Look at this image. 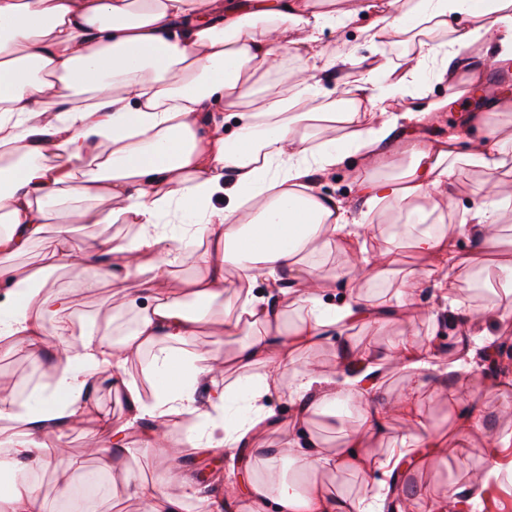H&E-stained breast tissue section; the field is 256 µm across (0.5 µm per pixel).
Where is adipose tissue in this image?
Returning a JSON list of instances; mask_svg holds the SVG:
<instances>
[{"instance_id":"1","label":"adipose tissue","mask_w":512,"mask_h":512,"mask_svg":"<svg viewBox=\"0 0 512 512\" xmlns=\"http://www.w3.org/2000/svg\"><path fill=\"white\" fill-rule=\"evenodd\" d=\"M370 14L372 35L390 29L420 38L408 73L426 79L429 65L455 69L460 47L484 41L489 58H512V0H409L406 10L390 14L374 0H347L343 9L308 11L307 0H0V339L21 340L33 361L48 346L46 319H53L63 340L49 384L34 403L0 399V420L20 419L22 441L7 450L21 479L0 497V512H46L45 502L23 475L34 466L79 473L83 461L65 454L54 429L78 416L94 380L112 382L142 417L202 416L192 393L205 375L200 358L181 354L180 346L201 333L232 338L241 327L252 336L234 356L236 362H263L268 372L247 382L250 402L244 414L225 415L226 393L215 394L212 415L190 440L214 448L238 443L270 425L261 402L281 392L291 376L297 392L310 393L303 410L327 416L338 433L339 449L323 455L314 438L302 446L285 441L270 459L272 467L292 468L295 479L249 476L245 488H224L226 505L245 494L275 512H364L344 493L325 495L314 473L325 467L358 466L359 448L370 431H382L391 411L407 417L408 429L397 455L376 464L393 471L415 448H440L415 406L420 385L431 383L437 353L430 346L401 340L361 355L365 372L340 381L321 378L300 364L299 347H312L335 325L380 319L384 309L362 292L364 273L382 276L397 257H368L348 207L321 195L313 177L345 165L355 156L386 168L383 177L353 178L367 210L383 202L407 214L410 248L430 260L429 267L407 269L400 307L416 304L419 289H432L465 326L507 324L512 317L496 306L474 312L456 296L457 240L471 236L490 255L499 248L502 205L480 204L466 223L446 228L428 225V203L447 197L458 164L482 170L496 185L512 166V138L499 136L486 112L464 114L447 135L432 141H397L402 95L400 82L371 68L367 79L347 88L346 110L315 108L318 69L310 48L327 28H346L359 14ZM470 17L448 48L435 50L424 37L447 30L452 15ZM297 46L294 82L269 94L260 87L275 71L286 45ZM223 100L225 116L216 120L214 104ZM235 125L223 134V122ZM107 198L112 206L95 209ZM62 220L51 222L58 206ZM129 224L136 234L123 242L102 236L88 248L71 238L75 224ZM57 248L49 262L29 271L9 265L47 229ZM339 248L344 262L331 271L307 263L306 251ZM191 261L197 274L187 286L193 296L213 302L225 293L224 271L235 268L249 293L235 312L192 314L173 301L165 281L173 266ZM93 270L88 287H118L139 278L150 302L135 328L118 344L93 329L73 332L67 297L44 300L54 273L72 265ZM285 274L302 315L284 321L276 296L251 290L264 276ZM348 288L343 306L325 305L330 284ZM158 354L153 371L160 389L143 402L135 384L113 373L146 346ZM389 366L412 370V384L395 406L377 403V379ZM359 401L357 427L339 424L342 405Z\"/></svg>"}]
</instances>
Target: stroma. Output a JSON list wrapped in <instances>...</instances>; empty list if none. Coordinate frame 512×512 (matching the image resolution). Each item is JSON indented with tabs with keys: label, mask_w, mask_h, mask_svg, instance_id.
Masks as SVG:
<instances>
[{
	"label": "stroma",
	"mask_w": 512,
	"mask_h": 512,
	"mask_svg": "<svg viewBox=\"0 0 512 512\" xmlns=\"http://www.w3.org/2000/svg\"><path fill=\"white\" fill-rule=\"evenodd\" d=\"M369 22V15L363 14L348 28L327 29L319 34L316 48L323 66L320 88L331 98H338L350 84L362 79L368 64L386 65L392 78L402 77L408 53L416 51V43L391 31L371 37L366 31ZM484 54V42H476L460 50L458 59L463 69L455 77L408 84L399 103L400 110L421 112L433 98L451 100L455 108L427 121L402 122L398 137L435 139L454 125L459 112L470 108L462 96L463 85L474 72L476 60ZM484 181L481 170L460 167L454 178L452 204H441L430 216V223H462L468 210L483 199ZM404 221V212L395 205L382 213L371 214L365 221L362 234L371 254H380L392 246L400 253L396 270L367 283L364 293L374 300L395 298L401 287L402 269L421 262L405 241L393 237L390 231L391 225ZM44 294L49 298L68 295L76 321L98 325L105 332L119 327L123 318L137 315L145 305L135 280H128L125 291L110 297L105 289L83 287L75 271L68 268L58 272L52 287L45 289ZM420 300L422 314L364 322L352 329L336 327L321 345L301 351L299 360L313 364L324 377L332 378L336 375L340 348L345 344L359 351L379 350L401 339L411 340L417 346H436L445 363L461 362L462 376L474 378V385L464 387L462 395L473 398L483 408V428L473 433L464 464L437 455L402 473L398 484L392 475L380 471L366 480L351 470L325 468L319 470L318 478L327 490H343L371 505L376 504V496L382 489L393 488L396 496L405 501V512H428L432 501L442 498L448 501L447 512H512V444L505 447L498 444L504 433L512 432V391L496 388L497 374L491 366L495 360L505 367L512 365V329L505 331L496 324H485L484 335L472 337L470 354L462 358L444 340L449 313L442 301L434 299L428 290L421 294ZM35 369L21 343H0V395H16L29 383ZM291 387V380H284L282 392L265 399V408L274 414L273 424L257 440L258 451L254 454L238 447H198L194 450V463L178 464L170 451L189 441L190 427L184 419L160 421L135 417L125 399L105 382L93 389L87 414L60 424L58 437L67 452L83 459L87 469L101 472L108 479L109 488L98 497L94 512H150L151 503L131 495L130 486L153 481L175 466L182 467L185 477L204 495L218 501L224 496L225 484L240 483L245 470H253L262 478L269 477L262 449L279 447L299 425L295 422L299 402L291 396ZM419 407L430 430L439 437L450 438L454 406L448 401L447 385L421 387ZM102 416L108 417L112 425L111 437L102 441L111 450L107 456L94 455L88 450V440L97 431ZM160 430L166 434L164 447L148 446L149 436ZM490 468L494 469V476L479 491H472L475 476Z\"/></svg>",
	"instance_id": "stroma-1"
}]
</instances>
